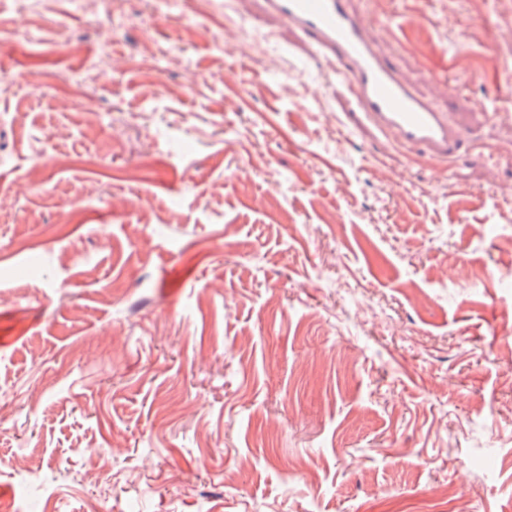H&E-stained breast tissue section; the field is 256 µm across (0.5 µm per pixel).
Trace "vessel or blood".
<instances>
[{
	"instance_id": "obj_1",
	"label": "vessel or blood",
	"mask_w": 512,
	"mask_h": 512,
	"mask_svg": "<svg viewBox=\"0 0 512 512\" xmlns=\"http://www.w3.org/2000/svg\"><path fill=\"white\" fill-rule=\"evenodd\" d=\"M313 53L346 79L360 120L450 172L465 155V133L450 113L422 96L379 52L354 0H262Z\"/></svg>"
}]
</instances>
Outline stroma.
Segmentation results:
<instances>
[{"mask_svg":"<svg viewBox=\"0 0 512 512\" xmlns=\"http://www.w3.org/2000/svg\"><path fill=\"white\" fill-rule=\"evenodd\" d=\"M356 7L452 176L260 0H0L6 512H512V0Z\"/></svg>","mask_w":512,"mask_h":512,"instance_id":"1","label":"stroma"}]
</instances>
